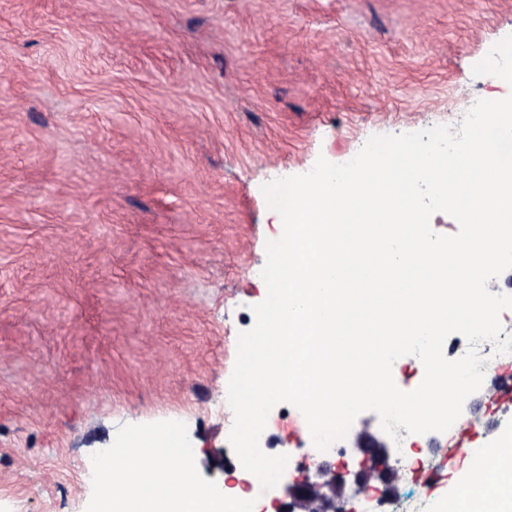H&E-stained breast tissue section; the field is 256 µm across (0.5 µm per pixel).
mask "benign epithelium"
Wrapping results in <instances>:
<instances>
[{"instance_id":"1","label":"benign epithelium","mask_w":512,"mask_h":512,"mask_svg":"<svg viewBox=\"0 0 512 512\" xmlns=\"http://www.w3.org/2000/svg\"><path fill=\"white\" fill-rule=\"evenodd\" d=\"M354 445L362 460L360 469L353 473V495L365 493L374 480L383 484V495H391L392 484L398 479L395 470L374 472L367 466L371 459L389 456L387 443L365 428L356 435ZM348 474L344 466L322 461L315 465L313 475L307 474L300 480L284 484L273 500V508L275 512H336V499L348 496Z\"/></svg>"}]
</instances>
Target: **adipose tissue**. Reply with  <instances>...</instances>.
Instances as JSON below:
<instances>
[{
  "label": "adipose tissue",
  "instance_id": "adipose-tissue-1",
  "mask_svg": "<svg viewBox=\"0 0 512 512\" xmlns=\"http://www.w3.org/2000/svg\"><path fill=\"white\" fill-rule=\"evenodd\" d=\"M176 438L173 430L134 431L117 453L106 460L99 475L104 485H111L118 473L136 476L139 493L104 499L103 512H203L207 506L204 487L191 486L189 472L160 465L161 454L173 452ZM499 470L508 473L507 482L489 484L477 473H466L464 493L448 499L445 512H512V437L500 439L491 452Z\"/></svg>",
  "mask_w": 512,
  "mask_h": 512
}]
</instances>
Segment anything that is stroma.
<instances>
[{
    "label": "stroma",
    "instance_id": "1",
    "mask_svg": "<svg viewBox=\"0 0 512 512\" xmlns=\"http://www.w3.org/2000/svg\"><path fill=\"white\" fill-rule=\"evenodd\" d=\"M512 0H0V512H96L114 441L224 395L263 185L503 99Z\"/></svg>",
    "mask_w": 512,
    "mask_h": 512
}]
</instances>
